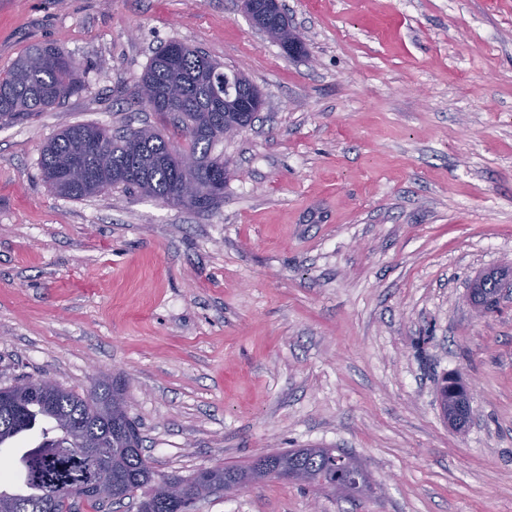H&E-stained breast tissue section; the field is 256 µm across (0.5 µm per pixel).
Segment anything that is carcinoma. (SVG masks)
Listing matches in <instances>:
<instances>
[{"label":"carcinoma","mask_w":512,"mask_h":512,"mask_svg":"<svg viewBox=\"0 0 512 512\" xmlns=\"http://www.w3.org/2000/svg\"><path fill=\"white\" fill-rule=\"evenodd\" d=\"M171 47L170 42L151 59L140 78L138 99L143 104L148 95L158 98L152 111L169 118L188 147H179L152 128L112 134L92 124L71 125L47 141L41 152L42 176L57 195L79 199L123 187L181 205L175 189L183 175L204 185L209 171L224 168V160L211 155L218 139L191 129L194 123L208 124L214 114L218 123L224 122V108L215 99V92H224V71L202 51L183 45L177 46L174 62ZM76 71L75 61L60 47L29 49L0 75V127L22 123L78 92ZM501 277L497 271L481 277L472 286V301L494 292ZM121 393V382L103 380L84 394L60 387L49 399L29 397L17 411L0 406V448L22 434L41 438L21 458L34 491L11 498L19 512H72L75 483L104 460L115 461V481L123 489H148L139 503L144 512H190L155 494L162 475L139 451L141 437L131 441L112 417L97 412ZM334 454V448H299L277 453L274 461L307 472L311 486H329L348 479Z\"/></svg>","instance_id":"cac0c4a2"}]
</instances>
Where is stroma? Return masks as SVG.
Here are the masks:
<instances>
[{
  "label": "stroma",
  "instance_id": "1",
  "mask_svg": "<svg viewBox=\"0 0 512 512\" xmlns=\"http://www.w3.org/2000/svg\"><path fill=\"white\" fill-rule=\"evenodd\" d=\"M289 57L240 0H0V74L32 46L81 88L0 127V387L120 379L158 472L311 445L355 456L368 497L268 480L194 512H512V0H282ZM179 41L244 73L263 108L219 142L206 211L113 188L56 195L67 126H151L138 81ZM471 416L444 420L441 377ZM503 275L508 276V274L501 273V272H489L485 274L480 279V283H477V285L472 286V301L478 302L479 299L483 298L486 294L493 293L498 281L503 277ZM501 294L503 291H511L510 288H512V274L511 277L503 278L501 279Z\"/></svg>",
  "mask_w": 512,
  "mask_h": 512
}]
</instances>
